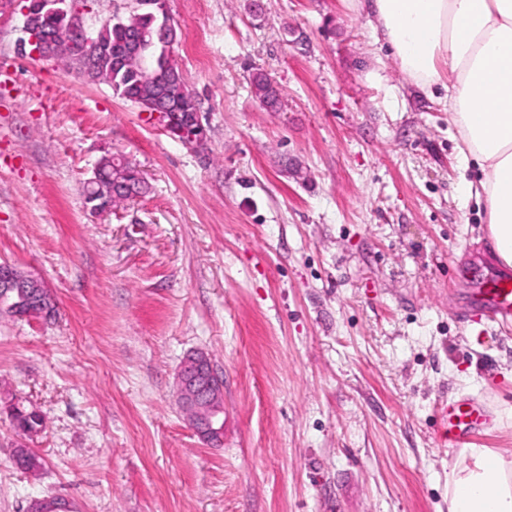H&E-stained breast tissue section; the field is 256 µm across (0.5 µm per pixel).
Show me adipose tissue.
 Listing matches in <instances>:
<instances>
[{
	"label": "adipose tissue",
	"instance_id": "adipose-tissue-1",
	"mask_svg": "<svg viewBox=\"0 0 512 512\" xmlns=\"http://www.w3.org/2000/svg\"><path fill=\"white\" fill-rule=\"evenodd\" d=\"M351 2L415 83L451 78L460 160L480 170L495 255L512 267V0ZM448 512H512V452L462 449L448 468Z\"/></svg>",
	"mask_w": 512,
	"mask_h": 512
}]
</instances>
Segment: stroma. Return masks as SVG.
<instances>
[{
	"instance_id": "obj_1",
	"label": "stroma",
	"mask_w": 512,
	"mask_h": 512,
	"mask_svg": "<svg viewBox=\"0 0 512 512\" xmlns=\"http://www.w3.org/2000/svg\"><path fill=\"white\" fill-rule=\"evenodd\" d=\"M251 3L168 0L207 131L192 151L21 54L22 2L0 0V262L57 307L0 318V512H447L439 407L460 396L493 413L478 447L512 450V330L453 313L464 268L500 265L445 89L349 0ZM109 155L149 189L99 215L82 189ZM195 351L224 379L215 445L178 399ZM12 405L45 429L18 436ZM252 85L256 97L267 107L274 108L279 100V90L271 79L262 71L252 76Z\"/></svg>"
}]
</instances>
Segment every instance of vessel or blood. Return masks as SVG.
I'll use <instances>...</instances> for the list:
<instances>
[{
  "mask_svg": "<svg viewBox=\"0 0 512 512\" xmlns=\"http://www.w3.org/2000/svg\"><path fill=\"white\" fill-rule=\"evenodd\" d=\"M469 287L461 301V323L481 325L487 322L512 327V275L500 274L476 262L466 271ZM491 421L488 409L470 398H452L441 408L439 439L452 448L471 443L475 434Z\"/></svg>",
  "mask_w": 512,
  "mask_h": 512,
  "instance_id": "b4317fda",
  "label": "vessel or blood"
}]
</instances>
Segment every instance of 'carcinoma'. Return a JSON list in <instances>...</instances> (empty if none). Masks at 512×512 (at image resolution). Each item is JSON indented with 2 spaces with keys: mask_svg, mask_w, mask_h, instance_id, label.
I'll return each mask as SVG.
<instances>
[{
  "mask_svg": "<svg viewBox=\"0 0 512 512\" xmlns=\"http://www.w3.org/2000/svg\"><path fill=\"white\" fill-rule=\"evenodd\" d=\"M78 2L68 0L65 17L50 13L36 19L35 28L40 33L61 30L67 36L66 51L54 60L90 82L110 86L116 95L142 112L159 110L177 115L174 137L181 140L183 134L195 133L188 121L200 112L196 95L168 50L170 30L162 26L167 0H137L136 6L124 15L99 22L93 37L67 26L69 15L80 13ZM142 31L151 37L141 46L140 54L130 58L129 40ZM252 85L263 104L276 106L279 90L265 73H254ZM10 418L15 432L24 436L39 432L44 424L41 413L34 409L13 406Z\"/></svg>",
  "mask_w": 512,
  "mask_h": 512,
  "instance_id": "cac0c4a2",
  "label": "carcinoma"
}]
</instances>
